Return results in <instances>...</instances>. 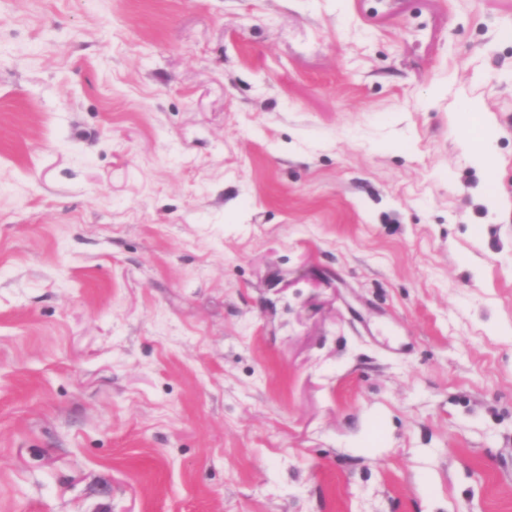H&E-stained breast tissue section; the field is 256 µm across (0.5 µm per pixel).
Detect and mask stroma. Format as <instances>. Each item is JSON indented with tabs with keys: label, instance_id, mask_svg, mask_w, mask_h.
Wrapping results in <instances>:
<instances>
[{
	"label": "stroma",
	"instance_id": "obj_1",
	"mask_svg": "<svg viewBox=\"0 0 512 512\" xmlns=\"http://www.w3.org/2000/svg\"><path fill=\"white\" fill-rule=\"evenodd\" d=\"M0 512H512V0H0ZM480 131L473 142L470 144L475 164L485 173L487 179H490L495 169L496 154L494 141L496 138L493 119L488 113H480Z\"/></svg>",
	"mask_w": 512,
	"mask_h": 512
}]
</instances>
